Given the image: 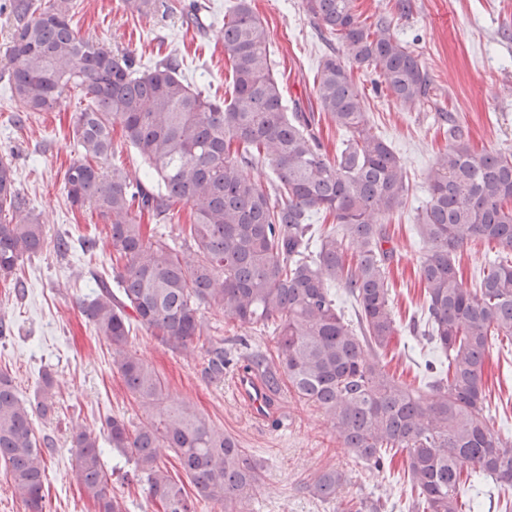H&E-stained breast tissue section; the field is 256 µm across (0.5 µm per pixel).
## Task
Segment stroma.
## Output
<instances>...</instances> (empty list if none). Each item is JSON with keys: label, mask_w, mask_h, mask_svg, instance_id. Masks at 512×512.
Wrapping results in <instances>:
<instances>
[{"label": "stroma", "mask_w": 512, "mask_h": 512, "mask_svg": "<svg viewBox=\"0 0 512 512\" xmlns=\"http://www.w3.org/2000/svg\"><path fill=\"white\" fill-rule=\"evenodd\" d=\"M75 2L72 24L80 37L115 52L132 53L144 69L176 54L185 82L210 96L228 97L231 72L220 34L227 0H163L160 10L148 17L126 13L121 0ZM355 5L361 17H389L394 35L419 54L433 79L438 103L434 109L401 106L380 89L374 71H352L373 132L392 147L410 179L405 206L386 222L396 248L388 267L390 300L397 321L406 326L423 317L424 249L415 218L428 199L429 171L445 145L439 112L460 117L476 149L512 148V0H355ZM252 8L268 31L272 67L286 98L313 101L314 78L328 52L318 23L305 13L302 0H252ZM198 9L209 21L206 28H197L192 20ZM85 104V99L72 95L56 111L29 114L0 79V158L12 162L17 188L45 226L41 253L24 259L17 279L0 280V316L11 324L9 334L0 338V370L9 372L26 401L33 398L43 371H51L55 380L57 412L35 424L38 436L53 441L46 461V512H96L76 479L71 421L95 427L113 414L135 423L141 418L112 362L110 346L94 333L80 309L81 302L96 296V278L111 265L104 221L89 207L71 205L65 187L66 171L79 156L73 117ZM63 235L72 242L64 255L55 248ZM83 236L97 240L94 252H83ZM204 333L223 339L231 354L223 382H206L201 359L180 354L146 328H133L130 347L161 373L175 397L192 402L257 463L261 481L248 497L246 512H355L365 499L381 500L387 512H402L409 495L401 477L403 456L380 472L357 461L342 447L323 412L285 386L275 398L284 425L263 426L252 419L236 396L234 376L252 350L276 356V338L270 330L208 310ZM431 355L422 335L407 332L391 343L385 359L397 377L417 384L425 379L424 361ZM484 381L490 427L512 435L511 343L490 347ZM104 460L114 470L111 495L127 512H148L144 486L123 478L124 461L109 448ZM329 469L346 475L342 498L333 504L308 490Z\"/></svg>", "instance_id": "1"}]
</instances>
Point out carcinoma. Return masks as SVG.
<instances>
[{
    "mask_svg": "<svg viewBox=\"0 0 512 512\" xmlns=\"http://www.w3.org/2000/svg\"><path fill=\"white\" fill-rule=\"evenodd\" d=\"M354 2L303 0L305 12L337 43L314 81L320 111L344 134L332 156L314 113L297 100L285 104L251 0H234L224 13L232 97L223 102L186 83L175 55L141 70L132 53L81 38L72 26V0L45 7L12 0V95L33 113L55 111L74 91L89 99L73 118L81 154L67 170L66 189L72 204L93 205L109 225L113 286L98 280L100 292L83 315L109 342L142 412L136 424L109 415L97 429L72 425L78 480L97 512H123L108 490L102 440L131 465L127 476L146 486L160 512H197L201 501L244 512L246 493L261 481L258 465L233 437L170 395L156 369L129 350L138 324L187 356L200 353L204 377L224 381V340L200 342L204 309L242 324H272L277 360L257 352L251 365L272 390L285 379L299 399L318 405L357 460L380 469L404 453L408 512H475L462 490L480 479L509 499L512 441L487 424L483 374L492 342L512 341V262H491L469 289L456 254L475 239L512 253V150H476L468 128L440 113L448 146L429 173V197L416 217L425 249L422 336L446 360L427 384L434 393L429 401L390 376L379 359L402 332L388 282L395 248L385 247L390 237L382 217L405 205L410 183L391 146L371 131L346 63L377 71L404 106L428 102L432 82L388 17L379 14L368 24ZM122 3L139 16L159 8V0ZM116 123L123 144L149 168L142 180L103 166L115 153ZM257 165L272 170L273 184L245 174ZM181 204L190 223L179 227L178 246L140 223L147 212L177 224ZM27 207L11 161L0 159V277L16 274L43 247L40 219L16 220ZM320 214L333 218V226L312 224ZM333 284L358 306V326L344 319ZM41 381L34 401L26 402L0 371V463L26 512H45V461L52 452L33 427L34 418L56 413L54 379L45 372ZM161 448L174 450L188 482L160 465ZM344 482L343 473L330 469L309 491L338 501Z\"/></svg>",
    "mask_w": 512,
    "mask_h": 512,
    "instance_id": "1",
    "label": "carcinoma"
}]
</instances>
